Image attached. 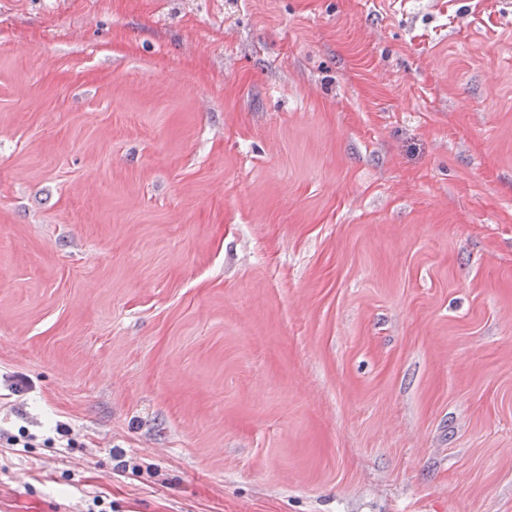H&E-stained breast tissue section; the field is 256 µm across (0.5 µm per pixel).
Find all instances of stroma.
I'll use <instances>...</instances> for the list:
<instances>
[{
	"label": "stroma",
	"mask_w": 512,
	"mask_h": 512,
	"mask_svg": "<svg viewBox=\"0 0 512 512\" xmlns=\"http://www.w3.org/2000/svg\"><path fill=\"white\" fill-rule=\"evenodd\" d=\"M22 430L0 512H512V0H0Z\"/></svg>",
	"instance_id": "obj_1"
}]
</instances>
